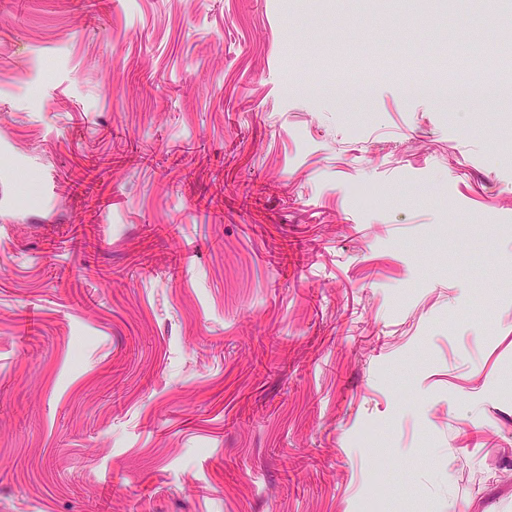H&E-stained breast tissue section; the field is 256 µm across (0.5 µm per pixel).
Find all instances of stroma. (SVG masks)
<instances>
[{
    "instance_id": "35a3bbf8",
    "label": "stroma",
    "mask_w": 512,
    "mask_h": 512,
    "mask_svg": "<svg viewBox=\"0 0 512 512\" xmlns=\"http://www.w3.org/2000/svg\"><path fill=\"white\" fill-rule=\"evenodd\" d=\"M486 40L483 0H0V512H512V75L434 64ZM85 161H87L88 164H80L77 168L70 170L66 175V180L73 191L77 192L81 189V193L86 199V204L91 202L99 204L101 199L100 195H94L93 188L98 178V174L95 172L102 164V160L100 158H90Z\"/></svg>"
}]
</instances>
